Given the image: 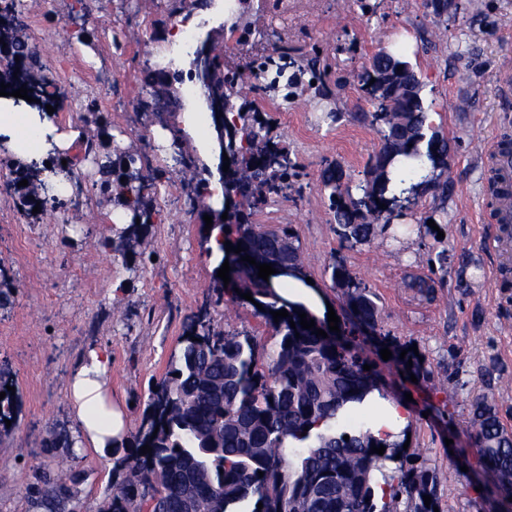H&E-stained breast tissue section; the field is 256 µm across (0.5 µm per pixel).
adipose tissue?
<instances>
[{
  "label": "adipose tissue",
  "mask_w": 512,
  "mask_h": 512,
  "mask_svg": "<svg viewBox=\"0 0 512 512\" xmlns=\"http://www.w3.org/2000/svg\"><path fill=\"white\" fill-rule=\"evenodd\" d=\"M73 142L60 131L54 116L38 103L0 96V146L14 163L38 172L40 180L55 187L65 182L62 154ZM287 301L303 302L317 318H326V301L316 285L278 273L269 280ZM111 357L106 350L88 349L67 380L68 403L79 425V445L95 455H105L128 434L124 407L112 398L107 376Z\"/></svg>",
  "instance_id": "adipose-tissue-1"
}]
</instances>
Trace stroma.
I'll list each match as a JSON object with an SVG mask.
<instances>
[{"label": "stroma", "instance_id": "stroma-1", "mask_svg": "<svg viewBox=\"0 0 512 512\" xmlns=\"http://www.w3.org/2000/svg\"><path fill=\"white\" fill-rule=\"evenodd\" d=\"M375 13L357 0H301L282 37L287 60L273 68L319 57L338 122L319 119L311 92L299 91L287 110L271 108L265 80L244 82L248 103L264 109L269 137L288 146L299 163L302 198L282 200L255 215L256 223L285 226L295 236L307 275L335 312L339 289L327 269L346 264L376 294L381 328L397 342L416 345L432 379L411 382L396 360H383L377 343L340 321L339 329L378 368L392 402L404 405L410 449L419 464L438 469L444 512H512V499L484 473L469 432L473 397L493 394L498 417L512 432V251H504L500 225L490 217V175L482 160L498 135L512 136V99L500 79L512 62V0H449L434 17L426 0H374ZM25 24L18 38L32 44L42 71L62 96L55 112L62 131L96 134L85 106L96 101L120 144L146 156L161 180L151 195L161 220L144 240L135 267H127L103 241L109 223L98 206L100 184L92 165L79 171L82 193L45 195L40 212L21 214L0 192V264L9 269L15 295L0 308V385L15 389L18 426L0 425V512H44L29 490L43 473L67 462L78 474L77 512H99L114 482L111 456H92L72 444L77 422L66 399L70 372L86 348L112 355V396L128 407L130 428L142 420L152 385L166 372L188 315L208 305L216 329L254 334L264 350L275 338L242 300L210 302L213 271L203 257L204 214L218 208L203 195L189 202L187 175L174 155L199 159L211 142L210 114L200 93L186 94L192 54L167 33L192 19L195 41L223 46L228 63L245 54L226 44L224 0H14ZM94 31L84 45L80 27ZM399 50L418 73L433 126L448 140V202L439 213L433 194L396 208L387 234L354 248L341 246L322 184L327 163L356 183L381 142L362 90L372 56ZM185 112L200 115L199 137L187 135ZM441 224L448 274L433 299L405 288L427 271L434 247L427 220ZM69 438L51 448L48 431Z\"/></svg>", "mask_w": 512, "mask_h": 512}]
</instances>
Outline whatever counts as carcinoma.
Returning <instances> with one entry per match:
<instances>
[{"label": "carcinoma", "instance_id": "1", "mask_svg": "<svg viewBox=\"0 0 512 512\" xmlns=\"http://www.w3.org/2000/svg\"><path fill=\"white\" fill-rule=\"evenodd\" d=\"M8 14L11 22L0 26V78H12L28 93L47 97L52 81L31 74L34 49L14 37L12 30L23 21L11 4L0 17ZM364 81L376 105L372 117L381 148L353 187L343 184V173L334 164L323 176L336 233L349 248L385 233L396 200L387 195L392 183L420 178L419 185L439 191L442 211L448 198V181H439L448 170V146L426 125L422 84L413 66L401 56L379 52ZM208 82L211 95L224 101V110L235 111L234 122L224 125L230 162L224 173L227 237L244 248L240 255L258 264L284 262L300 270V248L288 229H263L253 222L256 211L296 190V158L264 134L261 113L236 103L235 74H224V54L212 52ZM76 144L85 146L83 160L99 167L104 177L99 205L124 207L140 220L104 239L124 262L136 261L138 246L158 215L147 200L158 172L112 137L104 142L82 138ZM27 179L28 174L20 173L5 185L23 210L36 205L29 187L19 185ZM381 203L386 208H379ZM428 267L429 276L416 277L407 287L422 295L433 293V275H448V250H432ZM244 269V292L262 305L253 308L254 314L277 337L270 364L261 362L259 344L249 332L215 329L205 308L191 315L178 353L150 392L138 429L112 449L114 468L125 475L117 488H107L100 512H186L188 507L192 512H396L401 501L409 512L441 507L439 475L415 464L414 454L403 449L407 435L392 441L377 438L360 416L369 395L379 390L377 369H363L371 361L354 348L338 346L334 336L322 338L302 328V305L282 303L255 266L247 263ZM330 279L342 291L348 320L381 336L395 356L407 351L399 363L405 367L410 361L411 373L430 378L409 345L381 334L380 307L365 284L340 262L331 267ZM281 309L289 316L276 323L272 312ZM469 426L485 469L512 494V433L487 398L471 402ZM144 445L152 447L146 455L141 454ZM374 445L385 446L384 454L371 453ZM76 480L63 465L54 475H44L33 491L36 504L64 512L74 498ZM425 495L431 497L428 507Z\"/></svg>", "mask_w": 512, "mask_h": 512}]
</instances>
